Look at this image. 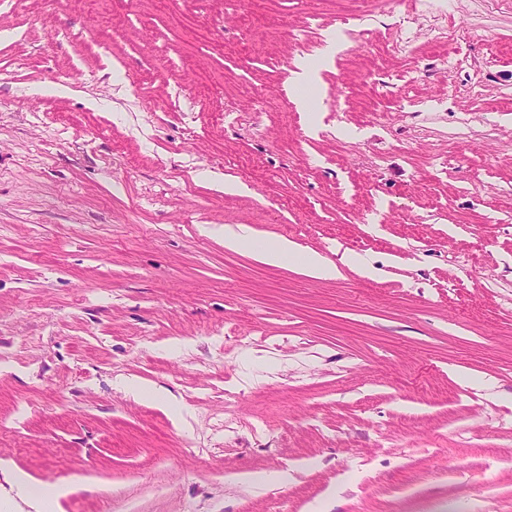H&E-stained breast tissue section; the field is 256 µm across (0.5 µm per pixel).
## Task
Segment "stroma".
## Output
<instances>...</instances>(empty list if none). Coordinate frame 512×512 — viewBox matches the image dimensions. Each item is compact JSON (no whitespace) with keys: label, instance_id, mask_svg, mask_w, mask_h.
<instances>
[{"label":"stroma","instance_id":"1","mask_svg":"<svg viewBox=\"0 0 512 512\" xmlns=\"http://www.w3.org/2000/svg\"><path fill=\"white\" fill-rule=\"evenodd\" d=\"M407 2L0 0L9 512H512V0ZM224 243L236 249L253 251L262 262L270 265H279L286 259L293 258L297 252L296 245L285 238L258 245L250 228L241 224L235 228L225 226ZM302 267L312 277L333 279L340 275L339 266L327 261L319 253L312 252L304 257Z\"/></svg>","mask_w":512,"mask_h":512}]
</instances>
